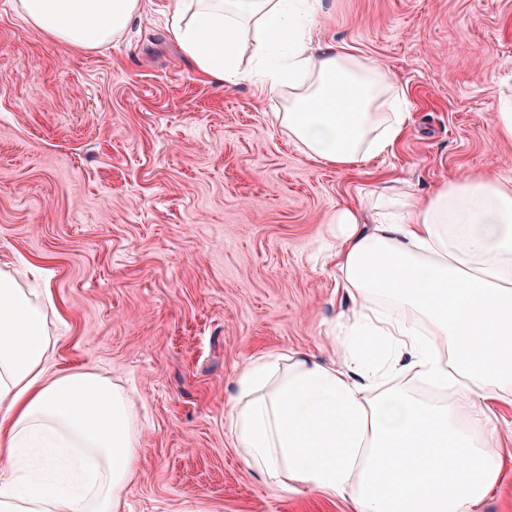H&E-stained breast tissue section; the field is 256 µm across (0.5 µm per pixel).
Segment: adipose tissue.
Here are the masks:
<instances>
[{"instance_id":"ef3b65f1","label":"adipose tissue","mask_w":512,"mask_h":512,"mask_svg":"<svg viewBox=\"0 0 512 512\" xmlns=\"http://www.w3.org/2000/svg\"><path fill=\"white\" fill-rule=\"evenodd\" d=\"M168 38L213 81L262 78L279 124L319 164L388 154L410 115L383 65L317 44L319 0H175ZM143 0H18L31 28L92 49ZM333 219L356 344L248 359L227 426L248 470L355 512H481L502 479L498 404L512 402V177L470 173L416 197L371 193ZM46 288L0 267V512H125L138 410L91 367L55 370Z\"/></svg>"}]
</instances>
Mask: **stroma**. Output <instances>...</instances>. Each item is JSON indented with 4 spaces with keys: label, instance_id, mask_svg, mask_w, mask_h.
<instances>
[{
    "label": "stroma",
    "instance_id": "stroma-1",
    "mask_svg": "<svg viewBox=\"0 0 512 512\" xmlns=\"http://www.w3.org/2000/svg\"><path fill=\"white\" fill-rule=\"evenodd\" d=\"M0 0V262L42 270L56 366L94 367L140 405L126 512H351L248 472L228 434L245 360H337V208L375 186L423 195L512 177L493 112L512 95V0H321L315 39L394 73L411 119L364 166L307 159L258 85L202 79L148 0L115 42L66 46Z\"/></svg>",
    "mask_w": 512,
    "mask_h": 512
}]
</instances>
